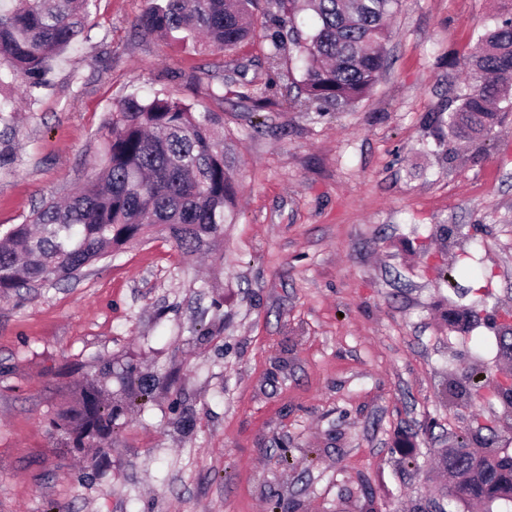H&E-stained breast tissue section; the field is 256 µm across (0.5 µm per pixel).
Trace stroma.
I'll list each match as a JSON object with an SVG mask.
<instances>
[{
	"label": "stroma",
	"mask_w": 512,
	"mask_h": 512,
	"mask_svg": "<svg viewBox=\"0 0 512 512\" xmlns=\"http://www.w3.org/2000/svg\"><path fill=\"white\" fill-rule=\"evenodd\" d=\"M143 6L94 0L88 39L0 123V231L82 185L110 112L150 88L223 116L239 218L212 255L156 235L0 297V512H409L440 449L496 426L512 379L493 327L512 312V116L471 140L439 130L512 0H399L380 80L324 113L282 105L301 72L268 74L262 40L144 38ZM270 78L265 106L241 97ZM463 308L472 330L449 332ZM130 365L153 387L144 407L106 447H65L50 422L74 387L122 393ZM472 371L483 398L444 402Z\"/></svg>",
	"instance_id": "1"
}]
</instances>
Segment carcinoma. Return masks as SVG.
<instances>
[{"instance_id":"1","label":"carcinoma","mask_w":512,"mask_h":512,"mask_svg":"<svg viewBox=\"0 0 512 512\" xmlns=\"http://www.w3.org/2000/svg\"><path fill=\"white\" fill-rule=\"evenodd\" d=\"M94 0H0V89L16 82L24 99L46 87L51 62L83 36ZM397 0H145L135 27L192 47L232 51L261 27L269 68L283 52L302 65L294 108L343 110L373 90L385 69L388 19ZM310 13L305 36L295 16ZM471 75L448 112V133L471 138L489 132L512 112V18L478 40ZM20 100L0 96V121L20 111ZM102 158L92 176L65 201H44L31 219L0 231V294L39 288L80 275L84 268L133 246L156 230L186 254L209 251L234 223L235 157L224 145V120L215 112L154 90L123 98L104 124ZM497 344L512 358V325L499 327ZM477 374L447 380L444 400L469 405L480 395ZM493 396L503 407L501 428L512 431V384ZM123 397L105 398L87 378L52 420L55 433L91 448L112 438ZM448 485L413 512H458L472 498L512 505V455L468 447L466 435L441 458Z\"/></svg>"}]
</instances>
